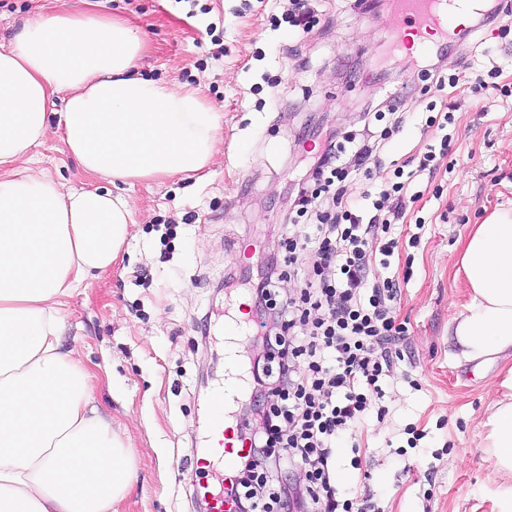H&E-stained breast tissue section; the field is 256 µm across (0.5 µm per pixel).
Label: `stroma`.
<instances>
[{
	"label": "stroma",
	"instance_id": "1",
	"mask_svg": "<svg viewBox=\"0 0 512 512\" xmlns=\"http://www.w3.org/2000/svg\"><path fill=\"white\" fill-rule=\"evenodd\" d=\"M289 0H0V46L38 14L83 10L127 20L144 41L138 73L196 92L224 116L207 167L192 177L114 183L90 178L56 130L35 150L33 167L62 190L89 185L123 195L134 222L118 260L80 287L64 309L62 343L95 374L93 396L113 426L132 436L135 478L117 512H195L199 479L185 460L206 456L202 437L211 395L224 378V339L201 340L204 318L226 303L249 312L247 289L218 294L227 269L254 272L262 254L280 251L276 233L288 187L311 161L296 135L328 119L356 134V107L378 93L380 75L407 80L389 55L393 12L356 13L353 0H319L310 31L289 25ZM500 73L485 105L459 92L452 124L423 128L428 98L407 97L413 118L381 151L391 162L417 156L451 134L452 166L409 186L416 200L391 235L400 246L389 269L403 280L395 306L410 336L394 379L384 385V420L368 416L355 440L336 449L337 487L367 492L379 512H493L492 465L479 447L481 422L500 362L456 365L448 322L466 301L457 273L460 240L471 225L512 207V41L485 29L474 36Z\"/></svg>",
	"mask_w": 512,
	"mask_h": 512
}]
</instances>
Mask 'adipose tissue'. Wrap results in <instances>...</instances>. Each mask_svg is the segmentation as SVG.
Segmentation results:
<instances>
[{"label":"adipose tissue","instance_id":"1","mask_svg":"<svg viewBox=\"0 0 512 512\" xmlns=\"http://www.w3.org/2000/svg\"><path fill=\"white\" fill-rule=\"evenodd\" d=\"M143 43L120 19H29L0 49V512H116L130 445L95 405L92 374L61 341L64 301L116 261L133 222L122 195L62 191L31 150L63 95L57 127L91 176L194 174L224 117L193 93L138 76ZM468 300L448 324L457 363L503 361L481 422L495 512H512V208L460 242Z\"/></svg>","mask_w":512,"mask_h":512}]
</instances>
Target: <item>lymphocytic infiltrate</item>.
<instances>
[{"label":"lymphocytic infiltrate","instance_id":"f902f5d3","mask_svg":"<svg viewBox=\"0 0 512 512\" xmlns=\"http://www.w3.org/2000/svg\"><path fill=\"white\" fill-rule=\"evenodd\" d=\"M440 61L437 55L410 60L406 68L439 91L486 90L474 63L448 76ZM388 137L385 129L370 141L327 132L293 201L296 218L312 220L313 233L286 238V256L270 255L256 281L224 276L225 287L248 286L253 316L273 321L255 339L259 354L250 362V391L238 412L247 449L224 489L236 512H374L368 495L340 498L330 471L337 442L368 414L384 417L381 383L393 371L394 345L409 332L393 313L397 281L370 275L378 256L397 248L389 232L406 211L403 169L378 186L368 168ZM357 178L362 190L354 196L346 183ZM301 251L313 260V279L277 296L276 283ZM300 463L302 487L286 477Z\"/></svg>","mask_w":512,"mask_h":512}]
</instances>
